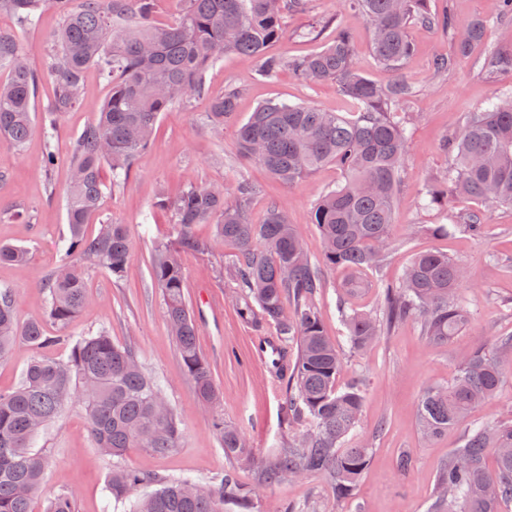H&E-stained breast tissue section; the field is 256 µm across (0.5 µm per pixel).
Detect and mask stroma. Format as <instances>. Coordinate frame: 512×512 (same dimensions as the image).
Instances as JSON below:
<instances>
[{"mask_svg":"<svg viewBox=\"0 0 512 512\" xmlns=\"http://www.w3.org/2000/svg\"><path fill=\"white\" fill-rule=\"evenodd\" d=\"M427 6L433 14H451L462 27L477 19L486 20L487 31L483 43L462 57L456 55L446 32L418 23L410 25L408 35L415 52L404 65L401 78L413 87L414 94L397 106L411 122L392 246L380 270L353 272L339 267L323 271L324 286L316 301L325 330L345 357L337 383L342 386L357 377L366 388L361 423L353 440L370 448L371 460L353 498L347 501H337L333 484L319 475L287 477L264 486L259 483L262 465L272 460L300 424L287 415L286 378L271 379L253 356V338L259 329L236 314L238 286L220 275L235 258L234 246L217 239L213 225H195V236L211 240L212 249L206 254L184 252L182 264L185 296L197 325L200 352L219 392L217 408L246 436L258 459L252 467L235 466L225 456L211 425V414L199 402L194 382L180 361L164 317L162 293L149 267L155 245L173 239L175 232L171 213L154 206L158 191L175 197L190 184L200 182L230 191L241 179L257 187L249 205L253 222L262 220L270 204L281 205L311 260L320 261L321 241L312 222V207L321 195L335 189L340 172L327 165L297 184L285 185L257 162L238 154L235 123L225 124L223 132L217 133L205 123L204 115L212 99L222 96L231 84L244 89L238 102V121L246 120L259 104L273 98L344 113L348 107L336 83H313L287 70L269 80L259 75L256 62L225 54L208 73L207 96H189L161 115L152 145L137 155L126 183L116 187L111 178H104L102 208L88 232L96 234L103 220L126 225L131 260L119 278L101 269L89 272L87 293L91 302L63 329L48 319L45 281L56 266L67 234L62 193L69 177V152L76 137L95 120L111 93V84L97 69H89L81 105L65 113L56 127L58 196L49 197L46 191L41 129H34L18 154L0 142V162L5 165L0 173V244L22 245L28 250L24 263H0V289L12 290L20 322L38 320L44 322L48 334L73 338L109 328L113 340L133 347L144 369L159 381L183 429L178 447L169 453L158 455L146 448H131L122 457L111 459L97 450L82 407L70 404L35 439L34 448L47 457L48 466L32 500L33 512H44L47 500L57 494L70 497L75 512H123L105 491L117 467L201 482L229 473L240 484L257 487L255 512H277L283 504L294 506L297 512H428L436 473L462 445L468 426L512 417L510 381L495 397L475 408L466 424L436 439H424L417 426L418 402L428 386L448 384L459 359L471 350L479 348L495 355L497 337L512 333V312L503 306L505 300L512 299V206L488 207L490 233L474 239L462 231L435 236L429 228L462 223L466 213L477 209V201L459 198L450 206L432 209L421 205L426 184L447 185L448 157L440 148L441 141L460 129L467 113L512 95L511 68L487 73L477 62L487 50H512V19L499 18L498 0H427ZM340 26L350 32L358 69L379 84L392 82V75L380 69L372 57L370 26L350 14L340 0H310L307 11L287 13L283 34L269 50L284 56L318 51ZM59 30L58 16L48 10L37 26L21 37L30 65L41 73L36 94L40 108L53 95V80L44 69ZM442 57L452 60L444 76L434 71L436 59ZM432 249L447 253L465 269L459 295L471 314L469 327L451 343L436 345L423 336L419 321L409 320L397 324L370 349L349 352L336 311L342 285H359L349 306L382 316L383 286L397 284L413 258ZM404 449L413 454L415 465L403 475L396 468V458Z\"/></svg>","mask_w":512,"mask_h":512,"instance_id":"1","label":"stroma"}]
</instances>
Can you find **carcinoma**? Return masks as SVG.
Masks as SVG:
<instances>
[{"label":"carcinoma","instance_id":"1","mask_svg":"<svg viewBox=\"0 0 512 512\" xmlns=\"http://www.w3.org/2000/svg\"><path fill=\"white\" fill-rule=\"evenodd\" d=\"M0 0V11L12 13L20 29L35 26L46 9L61 18L46 68L54 94L43 109L48 121L43 174L49 195L56 193L50 174L56 165L53 130L57 119L80 104L85 72L95 67L112 84V93L97 118L73 142L70 182L65 193L68 243L56 271L46 280L48 316L63 328L89 304L86 273L102 269L122 275L131 258L126 225L100 224L85 233L100 210L103 171L121 185L136 155L151 142L160 114L187 95L207 94L206 73L233 52L259 62V73L275 77L288 69L309 81H336L353 108L347 117L311 106L268 100L237 125V152L261 164L272 176L292 185L332 164L343 174L336 189L314 205L312 223L323 244L322 263L353 270L378 267L389 245L407 141L406 117L395 111L412 88L397 79L378 84L356 68L346 31L321 51L306 57L265 54L280 38L285 12L305 11L309 0H180L170 25H157L155 0ZM427 0H346L347 8L372 27L371 51L379 67L399 73L413 52L408 37L412 22L440 28L454 39L456 53L467 55L485 37V25L473 21L460 30L450 16L432 15ZM481 68H512V53L489 50ZM0 139L20 150L33 131L39 75L20 47L19 32L0 29ZM243 88L229 85L211 103L206 123L216 130L236 116ZM448 155V188H424L425 207H446L457 195L492 204L512 205V96L466 116L458 132L442 141ZM256 188L245 180L229 194L220 186L193 184L177 198L159 193L155 207L174 217L176 237L157 244L151 256L152 277L161 289L164 316L175 336L180 361L208 406L218 401L209 367L197 344L195 320L184 288L179 252L206 253L208 242L193 235L196 224H212L218 238L233 243L237 260L224 275L242 288L238 315L256 325H269L283 346L294 342L297 357L288 371V410L308 427L288 440L271 461L266 480L320 474L335 486L336 498L353 496L368 467L370 449L348 446L364 405L359 381L340 390L336 385L343 361L326 334L316 305L322 269L307 255L288 222L287 213L270 207L254 224L248 206ZM459 228L476 238L490 233L481 211H472ZM27 259L22 246H0V261ZM464 272L448 255L429 251L415 257L396 286L385 287L381 319L338 306L350 350L358 352L392 327L420 319L423 335L444 345L471 322L457 294ZM292 309L284 307V300ZM35 349L19 384L0 393V512H31L45 465L34 450L37 434L54 422L71 397L82 402L89 431L105 455L120 457L129 448L166 454L178 447L180 420L158 382L138 362L135 350L112 341L100 328L70 342L62 358L40 351L63 340L50 336L42 322L20 324L15 298L0 289V358L18 338ZM498 358L481 350L465 354L454 380L431 386L418 403V425L437 438L458 425L480 403L491 399L506 380L500 362L512 361V335L497 338ZM213 426L224 455L238 463L254 462L245 436L217 415ZM145 489L132 512H224L233 503L254 512L256 491L232 476L199 485L189 478L144 475L132 469L112 472L109 498L125 501ZM436 499L429 512H509L512 507V419L468 430L436 478Z\"/></svg>","mask_w":512,"mask_h":512}]
</instances>
